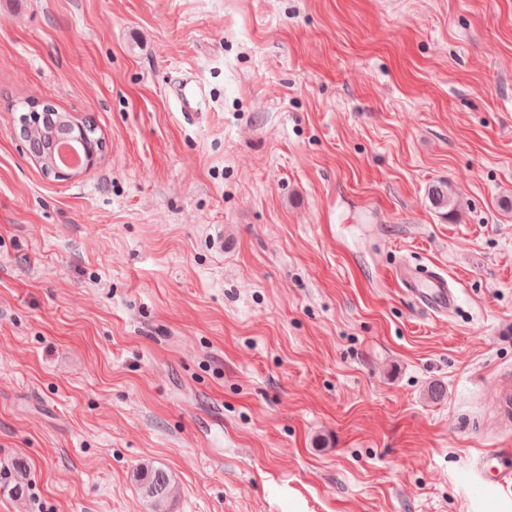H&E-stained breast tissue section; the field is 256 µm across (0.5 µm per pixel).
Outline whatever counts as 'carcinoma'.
Wrapping results in <instances>:
<instances>
[{
  "label": "carcinoma",
  "instance_id": "carcinoma-1",
  "mask_svg": "<svg viewBox=\"0 0 512 512\" xmlns=\"http://www.w3.org/2000/svg\"><path fill=\"white\" fill-rule=\"evenodd\" d=\"M20 129L23 139L28 143L34 162L45 171L57 162L56 147L61 140L77 145L85 144L96 151L102 150V141L93 137V131L68 111L59 109L50 103L26 98L17 103ZM34 112L36 119L26 122L22 113ZM431 204L438 208H450L453 203V191L448 186H435L429 192ZM148 512H169V502L174 488V478L161 467L145 466L134 475Z\"/></svg>",
  "mask_w": 512,
  "mask_h": 512
}]
</instances>
